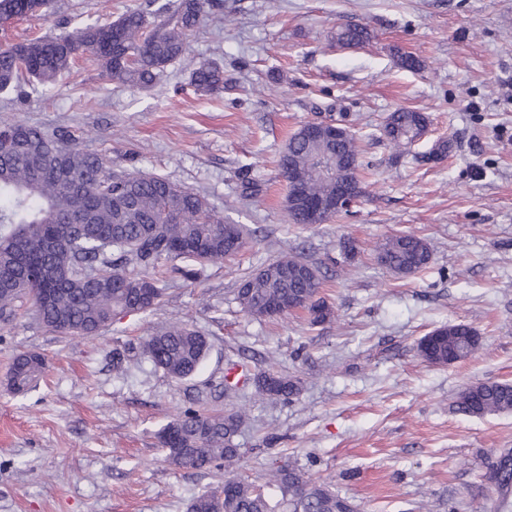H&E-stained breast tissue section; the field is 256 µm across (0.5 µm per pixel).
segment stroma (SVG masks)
<instances>
[{"label": "stroma", "instance_id": "1", "mask_svg": "<svg viewBox=\"0 0 512 512\" xmlns=\"http://www.w3.org/2000/svg\"><path fill=\"white\" fill-rule=\"evenodd\" d=\"M171 2L54 0L49 16L13 21L0 40ZM345 23L367 26L370 40L335 47ZM402 53L423 70L402 69ZM200 62L223 68V92L195 94ZM401 107L424 113L428 126L397 151L383 125ZM330 119L361 137L366 194L329 223H289L278 156L302 124ZM1 121L69 131L112 168L200 194L248 238L193 281L162 262L160 304L120 315L99 335L63 338L28 312L0 322V512H187L224 471L170 466L159 431L189 407L243 404L250 416L235 442L245 478L289 463L359 512H498L487 460L512 450V412L472 417L455 401L478 382L512 383V0H212L188 57L151 86L111 81L82 59L52 90L30 83L0 95ZM441 138L448 154L429 159ZM399 232L428 243L425 270L402 276L377 261V244ZM286 253L319 267L333 321L241 312V278ZM183 321L207 336L209 351L178 381L142 345ZM459 322L476 329L479 353L424 362L419 339ZM23 352L39 353L45 368L17 395L7 379ZM270 358L301 379L296 396L225 389L231 364L255 371Z\"/></svg>", "mask_w": 512, "mask_h": 512}]
</instances>
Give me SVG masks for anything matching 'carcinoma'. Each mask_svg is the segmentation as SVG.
Here are the masks:
<instances>
[{"label": "carcinoma", "instance_id": "carcinoma-1", "mask_svg": "<svg viewBox=\"0 0 512 512\" xmlns=\"http://www.w3.org/2000/svg\"><path fill=\"white\" fill-rule=\"evenodd\" d=\"M53 0H0V25L27 16L49 15ZM210 0H173L161 20L129 10L103 24L72 33L0 44V91H17L25 82L54 87L87 54L111 80L133 85L153 83L184 56L190 32L201 22ZM337 34L363 44L366 26L344 24ZM191 81L201 94L224 90V71L201 63ZM400 130L389 138L396 148L410 144L427 126V117L400 108L387 118ZM0 321L17 315L23 303L38 321L60 336H95L126 311L148 312L163 297L160 280L151 275L161 261L190 260L201 266L237 253L246 229L228 224L204 197L160 176L114 170L106 157L75 146L69 134H49L18 122L0 123ZM360 145L350 132L339 142L309 143L296 131L280 157L283 175L296 182L305 199H336V185L360 182ZM378 261L399 275L426 268L427 242L413 234H395L376 247ZM319 270L297 255H283L244 276L237 288L243 312L268 318V306L281 313L297 306L310 323L323 324L334 310L319 297ZM432 342L417 346L430 365L444 366L472 356L480 345L476 331L454 323L430 331ZM209 343L185 323H172L148 337L143 354L175 380L191 377ZM240 375L224 374V387L249 383L262 399L295 395L299 381L274 367ZM38 354L15 357L9 386L24 392L43 372ZM457 407L467 415L512 412V383L479 382L463 389ZM245 411L224 413L187 408L158 433L169 465L203 470L224 466V501L218 491L196 496L188 512H357V506L330 485L313 481L297 468L273 464L261 481L241 478L235 437ZM488 478L500 494L512 489V452L488 461ZM280 498L270 504L267 489Z\"/></svg>", "mask_w": 512, "mask_h": 512}]
</instances>
